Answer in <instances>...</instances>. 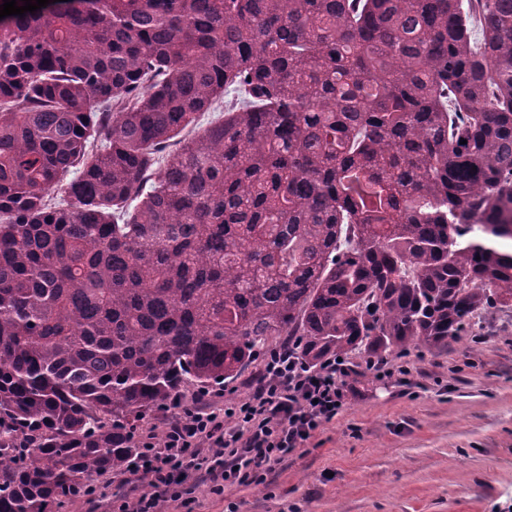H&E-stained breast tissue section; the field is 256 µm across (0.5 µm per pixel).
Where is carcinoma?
I'll return each mask as SVG.
<instances>
[{
  "mask_svg": "<svg viewBox=\"0 0 512 512\" xmlns=\"http://www.w3.org/2000/svg\"><path fill=\"white\" fill-rule=\"evenodd\" d=\"M510 304L512 0L0 19V512L88 498L284 336L403 353Z\"/></svg>",
  "mask_w": 512,
  "mask_h": 512,
  "instance_id": "carcinoma-1",
  "label": "carcinoma"
}]
</instances>
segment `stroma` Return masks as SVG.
I'll list each match as a JSON object with an SVG mask.
<instances>
[{
  "label": "stroma",
  "mask_w": 512,
  "mask_h": 512,
  "mask_svg": "<svg viewBox=\"0 0 512 512\" xmlns=\"http://www.w3.org/2000/svg\"><path fill=\"white\" fill-rule=\"evenodd\" d=\"M404 360L406 382L357 376L359 395L262 484H198L188 512H512V306Z\"/></svg>",
  "instance_id": "obj_1"
}]
</instances>
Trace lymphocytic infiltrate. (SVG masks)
Segmentation results:
<instances>
[{
	"instance_id": "1",
	"label": "lymphocytic infiltrate",
	"mask_w": 512,
	"mask_h": 512,
	"mask_svg": "<svg viewBox=\"0 0 512 512\" xmlns=\"http://www.w3.org/2000/svg\"><path fill=\"white\" fill-rule=\"evenodd\" d=\"M380 379H403L407 365L392 360L329 357L307 365L297 345L272 347L262 354L254 390L214 409L212 392L195 394L196 411L175 416L162 437L148 435L145 454L118 485L130 479L147 492L110 495L113 512H168L189 484L209 482L213 491L246 487L264 480L274 465L300 452L309 439L341 412L359 368Z\"/></svg>"
}]
</instances>
